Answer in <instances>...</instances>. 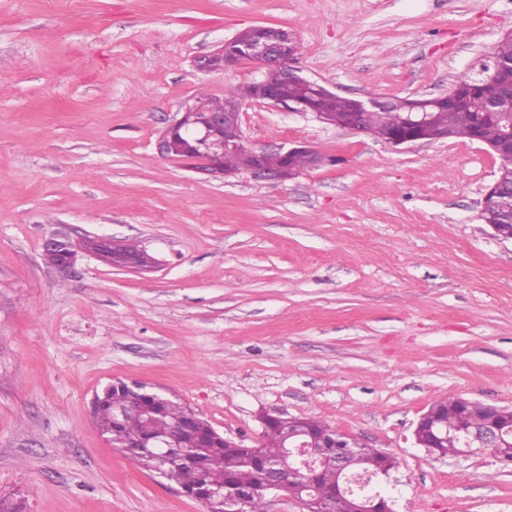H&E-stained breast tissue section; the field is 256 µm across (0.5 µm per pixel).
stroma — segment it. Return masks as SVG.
<instances>
[{
  "label": "stroma",
  "instance_id": "obj_1",
  "mask_svg": "<svg viewBox=\"0 0 512 512\" xmlns=\"http://www.w3.org/2000/svg\"><path fill=\"white\" fill-rule=\"evenodd\" d=\"M257 24L338 95L420 100L512 30V0H0V512H205L96 429L118 379L248 446L261 414L317 417L396 458L393 512H512V466L413 440L439 400L512 408V241L478 218L498 157L255 101L249 145L322 165L218 181L159 155L182 104L256 78L193 61ZM59 233L158 265L83 253L64 277L43 259Z\"/></svg>",
  "mask_w": 512,
  "mask_h": 512
}]
</instances>
